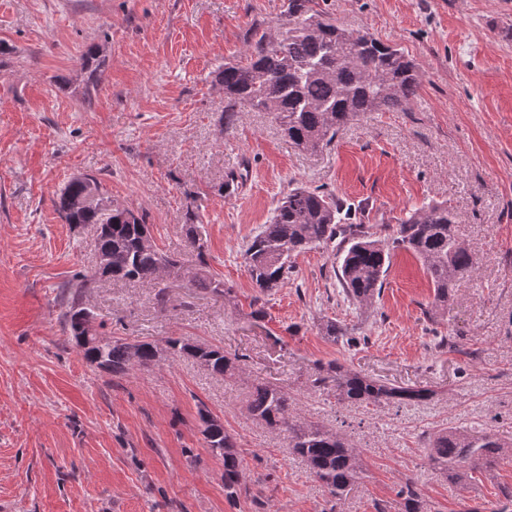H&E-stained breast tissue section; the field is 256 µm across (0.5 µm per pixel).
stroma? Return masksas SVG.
Listing matches in <instances>:
<instances>
[{
    "mask_svg": "<svg viewBox=\"0 0 512 512\" xmlns=\"http://www.w3.org/2000/svg\"><path fill=\"white\" fill-rule=\"evenodd\" d=\"M285 0H0V512H377L413 478L424 512H497L512 489V0H317L337 23L402 50L422 82L411 111L369 112L303 151L272 115L224 122L215 82L247 31L282 23ZM106 65L91 97L81 59ZM239 169L243 185H222ZM132 206L185 279L155 288L103 281L85 301L99 336H182L240 356L232 379L188 358L112 375L65 333L60 287L91 272V234L55 210L72 178ZM297 186L364 207L380 229L432 201L453 208L478 271L432 307L421 262L396 252L373 305L344 301L336 249L294 259L293 280L257 298L243 250ZM203 252L186 243L187 212ZM202 274L228 295L196 287ZM263 317H255V310ZM367 344L344 347L327 323ZM336 361L433 390L424 404L356 408L313 388ZM283 386L303 419L340 432L363 473L332 501L282 433L246 410L253 383ZM206 406L237 442L247 490L224 494L207 448ZM489 430L499 463L453 483L425 450L441 428Z\"/></svg>",
    "mask_w": 512,
    "mask_h": 512,
    "instance_id": "stroma-1",
    "label": "stroma"
}]
</instances>
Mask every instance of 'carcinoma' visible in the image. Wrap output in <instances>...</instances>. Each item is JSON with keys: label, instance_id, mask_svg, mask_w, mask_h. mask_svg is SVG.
Returning a JSON list of instances; mask_svg holds the SVG:
<instances>
[{"label": "carcinoma", "instance_id": "carcinoma-1", "mask_svg": "<svg viewBox=\"0 0 512 512\" xmlns=\"http://www.w3.org/2000/svg\"><path fill=\"white\" fill-rule=\"evenodd\" d=\"M284 7L285 23L254 31L247 39L244 56L224 63L217 74L216 82L224 87L225 123H230L237 105L247 104L271 113L292 144L317 149L329 145L339 128L365 112L407 111L421 86V73L412 59L366 33L338 25L327 12L314 8V0H287ZM104 64L97 47H89L83 69L93 77ZM54 204L67 224L107 226L97 249L108 257L112 280L157 284L163 267L181 268L172 255L142 245L143 234L149 232L143 216L125 204H106L98 178L72 179ZM347 215L344 202L331 193L304 187L289 190L270 222L261 226L244 250L259 294L265 296L292 279L294 257L299 253L335 241L340 244L336 277L344 298L356 305H367L379 296L397 251L410 252L422 263L434 288L433 307L438 309L448 307L459 280L476 275L477 262L459 241L454 214L445 202L414 209L383 238L364 224L348 222ZM195 219V214L188 213L185 236L201 258L203 244ZM97 280L95 274H83L62 290L67 307L64 329L91 365L123 374L160 363L159 353L164 350L169 357L202 361L216 376L232 378L241 371L239 357L231 358L219 347L195 348L182 338L167 339L161 349L152 342L130 344L84 336L83 297ZM325 331L349 347L361 343V337L332 322ZM314 384L333 391L337 400L354 404L423 403L433 396L428 388L389 385L336 361L319 367ZM246 410L253 419L287 435L288 447L303 459L329 496L343 495L360 478L359 451L338 433L302 419L290 409L288 392L279 385L253 386ZM198 416L207 447L224 462V493L233 500L242 489L236 441L205 405H200ZM502 448L490 431L471 435L443 430L427 439L431 462L452 479L493 466ZM397 497L401 512H423L413 479H405Z\"/></svg>", "mask_w": 512, "mask_h": 512}]
</instances>
